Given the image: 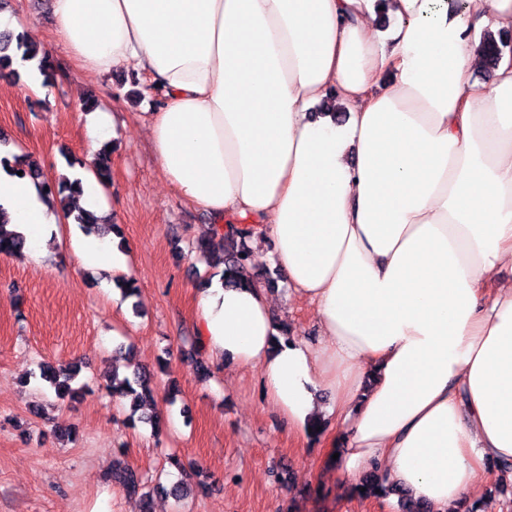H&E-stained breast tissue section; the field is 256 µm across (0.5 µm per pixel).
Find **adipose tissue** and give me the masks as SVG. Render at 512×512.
I'll return each mask as SVG.
<instances>
[{
	"label": "adipose tissue",
	"instance_id": "obj_1",
	"mask_svg": "<svg viewBox=\"0 0 512 512\" xmlns=\"http://www.w3.org/2000/svg\"><path fill=\"white\" fill-rule=\"evenodd\" d=\"M88 76L133 69L161 97L143 124L161 172L216 223L244 220L314 310L318 342L281 335L265 288L197 294L201 350L256 367L293 431L335 421L349 477L377 469L457 512L512 463V59L485 81L477 34L512 29V0H49ZM392 24L380 28L379 14ZM335 96L343 123L310 109ZM86 118L78 204L104 215ZM0 208L28 261L63 214L0 167ZM125 270L120 240L74 242Z\"/></svg>",
	"mask_w": 512,
	"mask_h": 512
}]
</instances>
